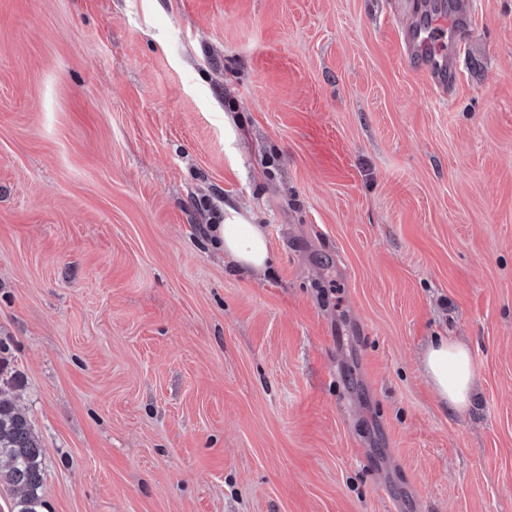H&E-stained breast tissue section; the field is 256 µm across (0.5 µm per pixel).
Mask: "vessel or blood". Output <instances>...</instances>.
Returning a JSON list of instances; mask_svg holds the SVG:
<instances>
[{
  "instance_id": "obj_1",
  "label": "vessel or blood",
  "mask_w": 512,
  "mask_h": 512,
  "mask_svg": "<svg viewBox=\"0 0 512 512\" xmlns=\"http://www.w3.org/2000/svg\"><path fill=\"white\" fill-rule=\"evenodd\" d=\"M469 26V11L465 0H457L448 14L432 17L429 30L416 28L407 32L405 40L408 64L423 73L439 90L449 91L456 77L455 60L452 55L442 50L437 34L447 29L457 31Z\"/></svg>"
}]
</instances>
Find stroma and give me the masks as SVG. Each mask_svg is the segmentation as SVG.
<instances>
[{
	"label": "stroma",
	"mask_w": 512,
	"mask_h": 512,
	"mask_svg": "<svg viewBox=\"0 0 512 512\" xmlns=\"http://www.w3.org/2000/svg\"><path fill=\"white\" fill-rule=\"evenodd\" d=\"M467 2L445 94L404 34L452 0H0V387L44 512H512V0ZM213 243L235 270H264L270 260L268 240L259 224H249L233 207L224 204V224H211ZM423 369L442 403L449 410L468 408L474 393L473 361L468 348L451 337L428 342Z\"/></svg>",
	"instance_id": "stroma-1"
}]
</instances>
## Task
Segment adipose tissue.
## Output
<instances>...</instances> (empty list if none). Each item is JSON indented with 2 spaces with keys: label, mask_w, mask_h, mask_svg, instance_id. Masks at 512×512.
<instances>
[{
  "label": "adipose tissue",
  "mask_w": 512,
  "mask_h": 512,
  "mask_svg": "<svg viewBox=\"0 0 512 512\" xmlns=\"http://www.w3.org/2000/svg\"><path fill=\"white\" fill-rule=\"evenodd\" d=\"M212 240L236 270H264L270 260L261 225L248 223L233 207H225L224 221L211 227ZM423 369L442 403L453 411L468 408L474 393L473 361L468 348L451 337L428 342Z\"/></svg>",
  "instance_id": "ef3b65f1"
}]
</instances>
